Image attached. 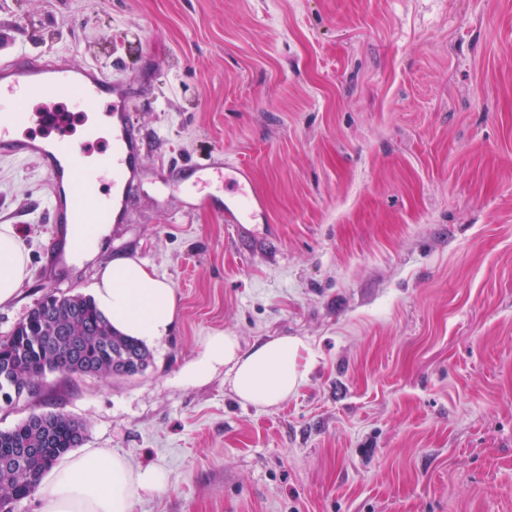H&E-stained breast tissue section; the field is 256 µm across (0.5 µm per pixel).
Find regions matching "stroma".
Returning <instances> with one entry per match:
<instances>
[{
  "label": "stroma",
  "mask_w": 512,
  "mask_h": 512,
  "mask_svg": "<svg viewBox=\"0 0 512 512\" xmlns=\"http://www.w3.org/2000/svg\"><path fill=\"white\" fill-rule=\"evenodd\" d=\"M21 46L123 79L146 170L96 261L52 267L45 177L0 160L30 257L0 339L119 253L177 310L144 373L46 374L0 429L60 411L166 470L134 512H512V0H0V56ZM219 150L269 223L158 184ZM223 331L301 338L305 381L269 409L185 383Z\"/></svg>",
  "instance_id": "obj_1"
}]
</instances>
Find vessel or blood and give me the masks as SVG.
Listing matches in <instances>:
<instances>
[{
  "label": "vessel or blood",
  "instance_id": "1",
  "mask_svg": "<svg viewBox=\"0 0 512 512\" xmlns=\"http://www.w3.org/2000/svg\"><path fill=\"white\" fill-rule=\"evenodd\" d=\"M89 112L106 105L112 140L101 153L100 169L89 176L79 163L84 146L73 141L70 115L58 111V99ZM37 111H28V104ZM145 140L136 129L126 84L99 64L74 65L59 53L21 50L0 62V158L35 163L47 178L53 243H65L71 224H123L142 187ZM183 181L203 173L223 178L222 193H208L201 203L228 224H255L267 218L265 200L253 187L250 169L227 167L223 153L207 166L174 165ZM108 180L111 198L92 202L96 180Z\"/></svg>",
  "mask_w": 512,
  "mask_h": 512
}]
</instances>
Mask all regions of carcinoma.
I'll return each mask as SVG.
<instances>
[{
	"mask_svg": "<svg viewBox=\"0 0 512 512\" xmlns=\"http://www.w3.org/2000/svg\"><path fill=\"white\" fill-rule=\"evenodd\" d=\"M32 320L15 327L0 346V395L5 402L33 396L48 373L132 377L144 372L151 353L138 340L115 331L86 296H50ZM85 426L62 412L44 428L23 420L0 430V512L33 493L44 469L35 458L13 462L17 446L53 448L62 456L84 440Z\"/></svg>",
	"mask_w": 512,
	"mask_h": 512,
	"instance_id": "cac0c4a2",
	"label": "carcinoma"
}]
</instances>
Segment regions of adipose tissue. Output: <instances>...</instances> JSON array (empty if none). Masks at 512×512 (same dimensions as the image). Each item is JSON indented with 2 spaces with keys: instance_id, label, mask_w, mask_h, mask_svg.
Returning <instances> with one entry per match:
<instances>
[{
  "instance_id": "ef3b65f1",
  "label": "adipose tissue",
  "mask_w": 512,
  "mask_h": 512,
  "mask_svg": "<svg viewBox=\"0 0 512 512\" xmlns=\"http://www.w3.org/2000/svg\"><path fill=\"white\" fill-rule=\"evenodd\" d=\"M29 275L28 256L14 225L0 224V305L10 303ZM94 301L113 328L144 341L166 336L176 312L173 286L140 259L118 255L102 265ZM307 344L297 337H271L241 347L238 337L208 336L202 354L183 372L200 384L217 369L241 400L273 407L303 383ZM169 475L134 468L108 448H83L62 457L40 483L39 512H133L138 501L166 488Z\"/></svg>"
}]
</instances>
